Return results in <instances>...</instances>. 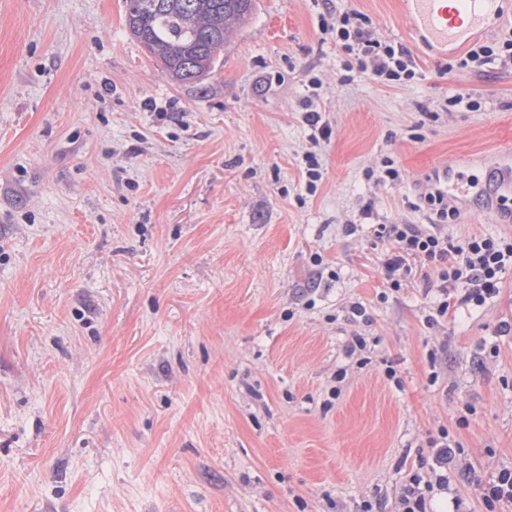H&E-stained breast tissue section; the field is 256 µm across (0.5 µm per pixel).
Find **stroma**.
Returning <instances> with one entry per match:
<instances>
[{
  "instance_id": "35a3bbf8",
  "label": "stroma",
  "mask_w": 512,
  "mask_h": 512,
  "mask_svg": "<svg viewBox=\"0 0 512 512\" xmlns=\"http://www.w3.org/2000/svg\"><path fill=\"white\" fill-rule=\"evenodd\" d=\"M349 10L414 79L347 67L322 17ZM125 13L0 0V512H396L442 428L462 453L430 512H486L512 469V272L440 319L435 264L392 290L374 227L428 223L440 176L450 235H512V184L485 182L512 164V63L436 60L401 0H257L182 84ZM308 94L333 128L312 195ZM386 156L398 182L368 176ZM482 498L489 509L493 512L497 505L512 503V469H503L489 482L482 492Z\"/></svg>"
}]
</instances>
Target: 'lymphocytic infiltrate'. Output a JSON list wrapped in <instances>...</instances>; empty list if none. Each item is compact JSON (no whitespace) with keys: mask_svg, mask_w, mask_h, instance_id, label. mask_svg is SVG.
Masks as SVG:
<instances>
[{"mask_svg":"<svg viewBox=\"0 0 512 512\" xmlns=\"http://www.w3.org/2000/svg\"><path fill=\"white\" fill-rule=\"evenodd\" d=\"M368 18L351 10L337 15L329 30L336 43L348 55L369 68L373 77L389 84L408 81L416 75V64L401 47L383 42L368 28ZM303 121L309 127L312 151L303 155L306 170L305 190L315 193L322 179L321 165L314 151L316 145L332 135L329 121L324 120L311 97L300 102ZM421 201L430 212L426 224H381L378 237L390 246L385 268L388 275L403 270L405 259L421 256L438 267V315H447L451 304L483 305L499 291L506 272L512 271V236L479 235L456 240L448 227L456 223L459 211L448 205L441 189L431 187L421 193ZM433 462L427 470H414L398 493L399 512H427V502L434 490L448 487V466L460 449L448 430H441L431 440Z\"/></svg>","mask_w":512,"mask_h":512,"instance_id":"obj_1","label":"lymphocytic infiltrate"}]
</instances>
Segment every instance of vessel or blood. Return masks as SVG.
<instances>
[{"instance_id": "b4317fda", "label": "vessel or blood", "mask_w": 512, "mask_h": 512, "mask_svg": "<svg viewBox=\"0 0 512 512\" xmlns=\"http://www.w3.org/2000/svg\"><path fill=\"white\" fill-rule=\"evenodd\" d=\"M502 0H405V14L419 43L442 50L482 33L501 14Z\"/></svg>"}]
</instances>
